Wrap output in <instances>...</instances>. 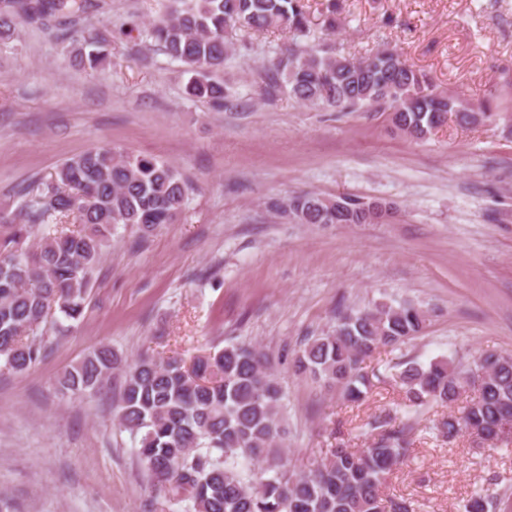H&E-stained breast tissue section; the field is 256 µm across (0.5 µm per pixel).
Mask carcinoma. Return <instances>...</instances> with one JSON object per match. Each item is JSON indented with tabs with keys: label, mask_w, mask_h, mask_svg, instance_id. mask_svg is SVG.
<instances>
[{
	"label": "carcinoma",
	"mask_w": 512,
	"mask_h": 512,
	"mask_svg": "<svg viewBox=\"0 0 512 512\" xmlns=\"http://www.w3.org/2000/svg\"><path fill=\"white\" fill-rule=\"evenodd\" d=\"M89 0H4L0 42L15 32V21L76 27ZM286 30L310 33L302 0H172L152 23L150 35L190 74L188 97L224 107V81L214 73L234 51L231 32ZM106 40L86 31L70 61L96 71L110 58ZM269 86L285 89L303 104L350 112L385 104L396 126L422 138L470 113L456 96L389 49L354 59L302 46L273 61ZM188 186L178 169L154 157L96 147L65 160L54 176L28 190L16 224L0 240V362L24 372L44 355L37 330L59 312L78 321L91 292V273L103 243L118 224H140L149 233L173 223ZM299 224H369L362 198L336 199L315 192L293 195L279 206ZM72 220L30 243L31 228L48 220ZM427 321L419 306L375 302L338 314L336 328L307 339L293 361L294 373L336 391L349 402L363 400L368 381L364 358L380 347L399 348L421 334ZM395 376L413 411L440 406L436 434L452 440L468 430L498 443L500 426L512 425V356L482 353L466 365L448 359L396 364ZM116 370L125 374L118 405L120 426L138 439L136 455L150 489L191 512H411L404 499L385 496L388 475L410 454L412 427L390 416L368 423L364 448L335 445L305 471L288 468L279 442L285 435L282 388L256 346L231 342L195 358L192 368L172 356H141L124 365L108 346L93 349L58 379L73 395L103 390ZM476 391L459 414L451 405L461 392Z\"/></svg>",
	"instance_id": "cac0c4a2"
}]
</instances>
